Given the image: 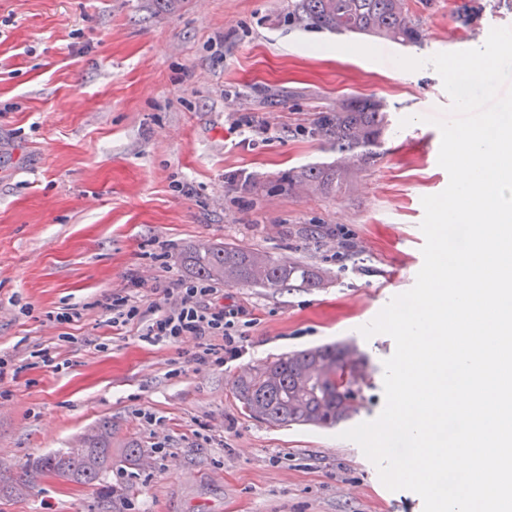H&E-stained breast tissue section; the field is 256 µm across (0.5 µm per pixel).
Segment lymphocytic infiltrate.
Segmentation results:
<instances>
[{"instance_id": "1", "label": "lymphocytic infiltrate", "mask_w": 512, "mask_h": 512, "mask_svg": "<svg viewBox=\"0 0 512 512\" xmlns=\"http://www.w3.org/2000/svg\"><path fill=\"white\" fill-rule=\"evenodd\" d=\"M162 294V303L144 308L129 296L116 293L105 307L116 326L147 319L143 338L149 343L169 344L186 336L194 337L200 347L193 356L196 363L224 364L239 359L243 346L235 322L237 313L217 301L213 285L202 279L176 280L165 283ZM217 336L222 339L218 345L213 342Z\"/></svg>"}]
</instances>
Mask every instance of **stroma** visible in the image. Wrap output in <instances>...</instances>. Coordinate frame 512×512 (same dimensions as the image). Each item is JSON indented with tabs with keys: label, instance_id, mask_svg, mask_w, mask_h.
Listing matches in <instances>:
<instances>
[{
	"label": "stroma",
	"instance_id": "1",
	"mask_svg": "<svg viewBox=\"0 0 512 512\" xmlns=\"http://www.w3.org/2000/svg\"><path fill=\"white\" fill-rule=\"evenodd\" d=\"M463 2L408 0L423 34L410 46L303 27L292 0H0V357L16 368L0 383V484L100 421L114 433L97 483L45 476L0 493V512L104 500L111 512H423L341 434L384 408L395 343L361 329L414 286L421 200L449 182L432 123L451 104L442 80L392 58L470 49ZM356 97L393 122L357 189L282 190L288 169L334 160L312 124ZM232 110L268 121L272 138L229 133ZM224 242L314 268L324 285L219 286L243 318L244 354L226 365L190 363V336L153 345L143 325L113 328L100 302L128 294L130 274L190 277L184 252ZM71 307L80 319L58 322ZM332 343L355 344L370 369L350 419L275 428L242 413L240 376Z\"/></svg>",
	"mask_w": 512,
	"mask_h": 512
}]
</instances>
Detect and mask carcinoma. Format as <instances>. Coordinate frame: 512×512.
Instances as JSON below:
<instances>
[{
    "label": "carcinoma",
    "mask_w": 512,
    "mask_h": 512,
    "mask_svg": "<svg viewBox=\"0 0 512 512\" xmlns=\"http://www.w3.org/2000/svg\"><path fill=\"white\" fill-rule=\"evenodd\" d=\"M291 14L300 24L337 34L398 44L422 39L407 0H293ZM392 123L382 104L367 99L344 101L319 112L313 134L336 151L327 166L304 165L282 177L288 192L338 197L352 189L360 173L377 161L374 148L390 134ZM197 276L226 286L319 288L316 272L264 251H243L232 244L195 248L186 257ZM318 384L299 381L316 368ZM367 379L365 364L348 345H324L293 351L242 377L235 395L242 413L270 427L333 426L349 417ZM84 450L60 449L29 461L12 487H28L51 475L82 485L97 482L112 468V422L103 421L83 440Z\"/></svg>",
    "instance_id": "obj_1"
}]
</instances>
